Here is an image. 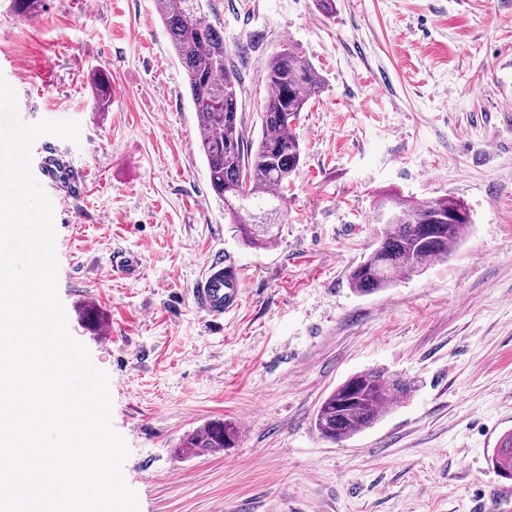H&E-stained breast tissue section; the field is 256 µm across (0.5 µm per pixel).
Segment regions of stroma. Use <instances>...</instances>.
Instances as JSON below:
<instances>
[{"label": "stroma", "instance_id": "35a3bbf8", "mask_svg": "<svg viewBox=\"0 0 512 512\" xmlns=\"http://www.w3.org/2000/svg\"><path fill=\"white\" fill-rule=\"evenodd\" d=\"M261 130L263 72L291 43L324 78L276 241L244 244L211 188L183 69L157 0H0V76L21 118L72 119L51 146L87 186L55 210L71 334L109 375L123 473L140 512H481L512 432V0H208ZM110 81L108 111L95 80ZM463 201L448 260L359 295L348 273L382 236L378 201ZM139 276H109L113 256ZM245 294L222 323L193 304L212 256ZM415 380L372 427L334 444L312 418L351 375ZM238 447L183 454L211 420Z\"/></svg>", "mask_w": 512, "mask_h": 512}]
</instances>
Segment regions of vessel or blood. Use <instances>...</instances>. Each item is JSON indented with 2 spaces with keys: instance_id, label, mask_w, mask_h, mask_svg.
<instances>
[{
  "instance_id": "obj_1",
  "label": "vessel or blood",
  "mask_w": 512,
  "mask_h": 512,
  "mask_svg": "<svg viewBox=\"0 0 512 512\" xmlns=\"http://www.w3.org/2000/svg\"><path fill=\"white\" fill-rule=\"evenodd\" d=\"M39 183L42 188L56 189V201L66 206L80 189L71 172L59 165L53 154L41 160ZM244 280L236 262L231 258L213 257L193 290L194 304L212 319H222L224 314L236 309L242 299Z\"/></svg>"
}]
</instances>
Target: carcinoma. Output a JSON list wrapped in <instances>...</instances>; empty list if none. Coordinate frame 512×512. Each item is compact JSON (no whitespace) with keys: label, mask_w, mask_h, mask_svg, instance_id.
<instances>
[{"label":"carcinoma","mask_w":512,"mask_h":512,"mask_svg":"<svg viewBox=\"0 0 512 512\" xmlns=\"http://www.w3.org/2000/svg\"><path fill=\"white\" fill-rule=\"evenodd\" d=\"M160 17L174 53L184 69L190 99L200 127V151L213 192L224 199V212L242 240L255 247L272 243L276 217L286 206L288 186L302 159L294 132L300 112L323 88L318 69L292 48L275 53L265 66L262 133L246 137L239 100L242 82L227 59L224 33L213 25L205 0H165ZM109 82L97 84V109L108 111ZM469 213L452 196L426 202L395 197L377 205L385 231L377 246L349 273L359 295L372 294L419 273L431 260H446L461 243L472 219L448 223V212ZM412 382L382 370L357 373L341 383L318 407L313 425L321 438L343 442L372 427L390 408L410 395ZM239 427L212 420L181 443L186 453L234 448ZM491 463L512 478V433L494 450Z\"/></svg>","instance_id":"cac0c4a2"}]
</instances>
